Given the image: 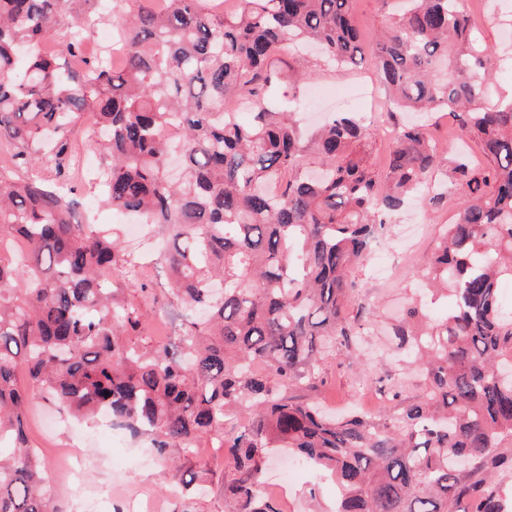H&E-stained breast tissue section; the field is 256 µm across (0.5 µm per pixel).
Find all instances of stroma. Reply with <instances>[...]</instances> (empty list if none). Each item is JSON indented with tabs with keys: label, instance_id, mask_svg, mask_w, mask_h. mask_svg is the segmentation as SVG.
<instances>
[{
	"label": "stroma",
	"instance_id": "35a3bbf8",
	"mask_svg": "<svg viewBox=\"0 0 512 512\" xmlns=\"http://www.w3.org/2000/svg\"><path fill=\"white\" fill-rule=\"evenodd\" d=\"M470 6L478 17L484 18L482 36L496 51L490 98L495 101L510 96L512 16L505 13L500 0H470ZM295 65L291 52L276 56L272 65L277 83L274 101L286 108L291 98L303 99L313 122L331 112L357 111L352 99L355 89L373 80L368 67L345 70L318 59L312 63L313 80L298 84L293 75ZM452 214V206L433 210L421 202L399 212L393 217L388 237L377 246L369 262L351 270L357 291L344 310L345 317H356L365 305L374 310L379 325L361 339L353 358L339 356L326 364L327 383L318 396L331 410L347 409L362 384L383 391L393 382L410 399L421 393L423 375L417 367L401 360L390 325L418 303L428 259ZM146 282L152 290L148 299L120 276L112 278L119 296L139 308L148 336H160V329L154 325L158 317L166 318L172 330H179L187 311L169 302L165 277L157 273L147 277ZM25 428L46 465L52 483L53 512H89L95 500L106 503L107 512H133L137 497L156 501L158 512H185L187 503L171 476V459H178L187 473L198 471L206 462L216 470L227 464L220 448L207 460L196 453L181 455L176 449L170 459H163L153 450L148 435L131 434L109 421L76 420L41 398L28 410ZM337 494L333 478L302 467L291 479L287 512H331Z\"/></svg>",
	"mask_w": 512,
	"mask_h": 512
}]
</instances>
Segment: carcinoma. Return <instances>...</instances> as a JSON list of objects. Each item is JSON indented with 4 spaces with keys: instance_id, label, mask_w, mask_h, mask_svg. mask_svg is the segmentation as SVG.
I'll return each instance as SVG.
<instances>
[{
    "instance_id": "cac0c4a2",
    "label": "carcinoma",
    "mask_w": 512,
    "mask_h": 512,
    "mask_svg": "<svg viewBox=\"0 0 512 512\" xmlns=\"http://www.w3.org/2000/svg\"><path fill=\"white\" fill-rule=\"evenodd\" d=\"M0 0V512H51L46 469L26 438L32 400L71 415L107 413L152 436L161 454L213 437L232 512H281L261 492L276 448L336 476V512H512L494 482L512 471V101L485 106L491 48L467 0H394L364 53L353 0ZM112 16L109 54L87 57ZM317 44L338 68L370 62L393 105L452 113L448 154L427 130L393 133L383 171L364 150L377 128L334 116L307 138L297 112L267 98L272 59ZM242 100L248 122L224 111ZM95 118L105 157L101 202L161 225L171 299L201 313L167 342L127 338L142 325L112 273L137 280L123 242L82 220L70 196L71 136ZM440 175L428 204L458 195L428 279L450 291L448 317L393 327L425 391L376 416H330L299 389L324 383L325 354L350 355L373 319L342 309L349 269L386 237L391 217ZM38 389L16 382L19 366ZM174 478L191 499L209 480Z\"/></svg>"
}]
</instances>
